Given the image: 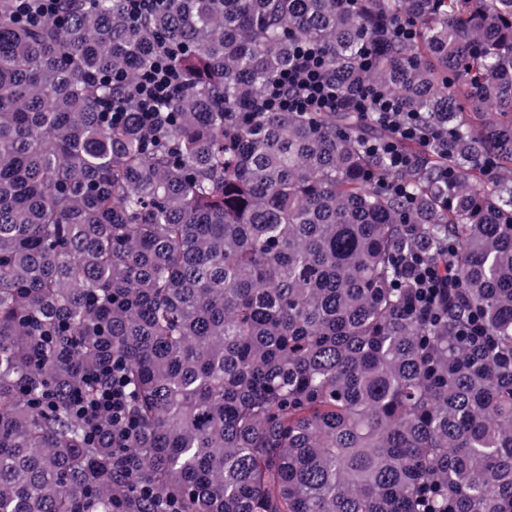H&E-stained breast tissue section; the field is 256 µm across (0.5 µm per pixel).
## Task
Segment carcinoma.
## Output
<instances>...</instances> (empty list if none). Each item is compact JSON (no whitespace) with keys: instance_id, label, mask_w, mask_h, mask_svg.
<instances>
[{"instance_id":"1","label":"carcinoma","mask_w":512,"mask_h":512,"mask_svg":"<svg viewBox=\"0 0 512 512\" xmlns=\"http://www.w3.org/2000/svg\"><path fill=\"white\" fill-rule=\"evenodd\" d=\"M60 7L0 0V512H512V0ZM304 40L341 105L256 109ZM20 18L33 22L56 19L59 0H16ZM173 53L172 46L160 48L150 70L143 73L131 87L137 112L143 113L145 124L153 125L159 121L161 112L157 104L170 98L180 84V75L170 63ZM362 106L367 111L364 112L366 117L370 116L392 129L394 135L391 139L369 148L373 153L384 155L392 168L403 167L411 161L410 155L403 150L404 144L427 146L431 137H435V132L422 124L415 114L397 112L395 103L376 88H371Z\"/></svg>"}]
</instances>
